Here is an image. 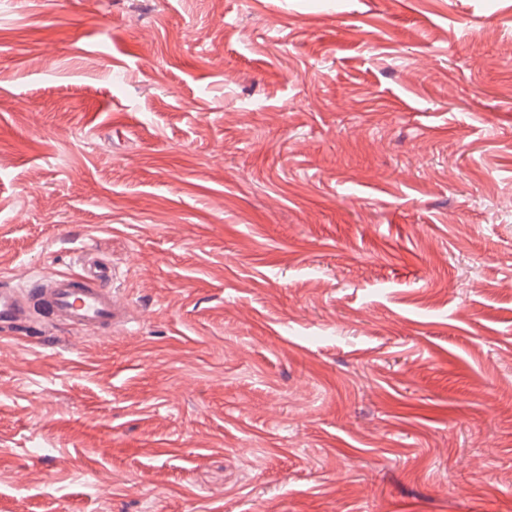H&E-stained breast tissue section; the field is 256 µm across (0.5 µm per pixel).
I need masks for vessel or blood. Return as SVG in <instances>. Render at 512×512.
<instances>
[{"label":"vessel or blood","mask_w":512,"mask_h":512,"mask_svg":"<svg viewBox=\"0 0 512 512\" xmlns=\"http://www.w3.org/2000/svg\"><path fill=\"white\" fill-rule=\"evenodd\" d=\"M111 264L85 253L79 269L52 277L31 274L0 285V333L11 335L39 324L88 334L112 332L128 315Z\"/></svg>","instance_id":"vessel-or-blood-1"}]
</instances>
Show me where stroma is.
I'll return each instance as SVG.
<instances>
[{
	"mask_svg": "<svg viewBox=\"0 0 512 512\" xmlns=\"http://www.w3.org/2000/svg\"><path fill=\"white\" fill-rule=\"evenodd\" d=\"M0 512H512V0H0ZM78 271L52 277L30 274L0 285V332L11 335L35 324L46 328L112 333L128 321L112 264L86 252Z\"/></svg>",
	"mask_w": 512,
	"mask_h": 512,
	"instance_id": "1",
	"label": "stroma"
}]
</instances>
